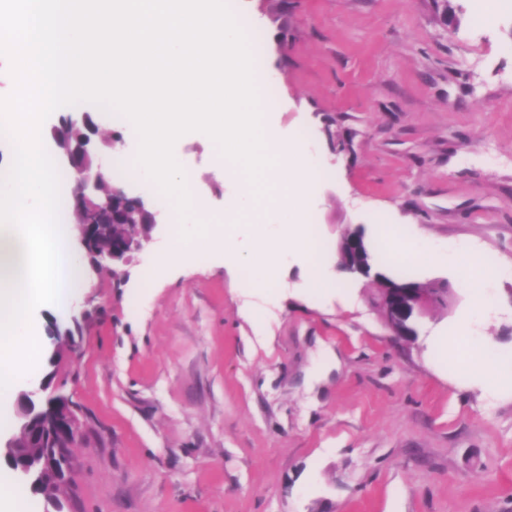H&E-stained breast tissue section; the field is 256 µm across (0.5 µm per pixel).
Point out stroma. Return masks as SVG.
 <instances>
[{
  "instance_id": "1",
  "label": "stroma",
  "mask_w": 512,
  "mask_h": 512,
  "mask_svg": "<svg viewBox=\"0 0 512 512\" xmlns=\"http://www.w3.org/2000/svg\"><path fill=\"white\" fill-rule=\"evenodd\" d=\"M227 3L261 34L273 128L302 137L322 171L311 207L331 286L313 293L291 255L281 283L245 287L227 254L253 249L260 224H241L228 251L148 273L181 230L168 219L122 283L111 264L84 265L68 308L32 320L43 358L30 375H52L84 431L65 512H512V392L487 395L453 362L473 308L463 271L384 263L448 286L400 337L378 283L335 268L345 234L363 227L377 253L387 225L512 268V0ZM78 109L119 135L108 165L135 159L129 125ZM215 152L201 132L174 146L220 216L240 186ZM491 289L471 330L511 351L512 275ZM73 315L77 347L48 366L49 329Z\"/></svg>"
}]
</instances>
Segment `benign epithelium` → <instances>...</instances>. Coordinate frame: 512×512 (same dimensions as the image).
Masks as SVG:
<instances>
[{"instance_id": "benign-epithelium-1", "label": "benign epithelium", "mask_w": 512, "mask_h": 512, "mask_svg": "<svg viewBox=\"0 0 512 512\" xmlns=\"http://www.w3.org/2000/svg\"><path fill=\"white\" fill-rule=\"evenodd\" d=\"M90 116L82 114L81 122L71 119L65 125L51 130L58 147V156L67 162L74 183L75 209L82 212L81 223L75 225L76 239L85 252L91 246L90 231L97 224L122 223L126 233L122 240L100 255V261L121 264L134 252L144 250L153 240L152 231L161 225V212L148 200L130 195L112 185L106 164L93 152L91 142L82 135L80 128L88 127ZM367 245L364 235L354 231L345 235L337 247L336 269L350 274L370 277L365 262ZM448 288L428 290L412 287L385 288L376 304L385 308L386 325L396 336L417 335L416 326L427 309L447 299ZM68 398L49 390L46 378L33 381L19 399L18 428L29 430L38 420L53 430L56 447L41 456H29L27 449L14 446L12 439L0 441V459L13 460L18 479L34 487L41 473L61 466L72 468L70 448L79 442L76 417L69 411Z\"/></svg>"}]
</instances>
